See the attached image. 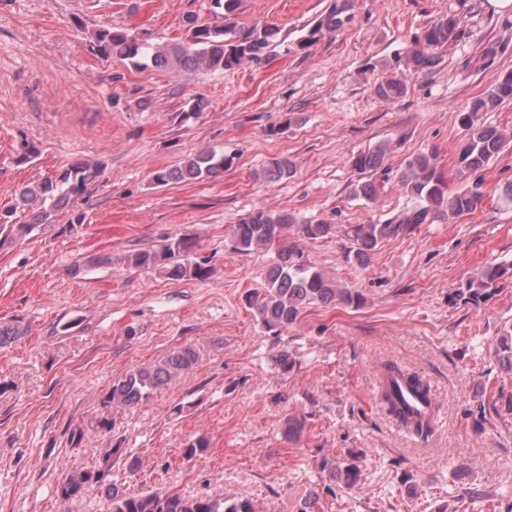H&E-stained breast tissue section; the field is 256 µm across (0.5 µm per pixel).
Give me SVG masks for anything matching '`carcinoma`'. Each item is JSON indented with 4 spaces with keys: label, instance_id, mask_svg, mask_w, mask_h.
I'll list each match as a JSON object with an SVG mask.
<instances>
[{
    "label": "carcinoma",
    "instance_id": "1",
    "mask_svg": "<svg viewBox=\"0 0 512 512\" xmlns=\"http://www.w3.org/2000/svg\"><path fill=\"white\" fill-rule=\"evenodd\" d=\"M239 0H210L214 22H202L195 15L184 18L186 42L153 45L131 32L109 26L93 30L89 35L91 51L104 59L118 57L128 60L138 69L178 70L188 73L224 72L259 63L266 55L276 35V28L266 26L243 28L228 25L225 20L236 10ZM462 21L448 16L431 24L405 54V65L413 72L430 68L436 62L435 51L450 46L461 34ZM377 91L385 99H395L406 91L400 79H388ZM512 100V73L502 76L483 98L473 101L460 114L465 132L461 148L457 179L462 187L452 190L437 172L436 158L421 153L407 160L400 175V184L419 204L385 224H358L347 232L352 246L348 258L359 265L369 260L371 252L386 239L406 234L422 224L448 222L476 210L484 200L481 181L476 173L499 156L512 141L501 130L482 121L481 115ZM386 148L362 151L352 158L353 169L365 173L381 168ZM231 164V158L214 149L200 150L183 158L178 164L153 172L159 186L178 182L204 181ZM294 164L287 158H273L263 170L267 180L279 181L292 177ZM104 175V165L98 161L77 159L58 175L27 185L18 194L12 207L0 213V232L21 238L37 224H44L51 213L82 199L91 186ZM353 197L372 203L378 197L374 181L354 185ZM31 210L30 222L13 224L10 217L19 208ZM294 222L286 211L277 213L258 210L233 225L230 235L234 249L243 254L258 250L274 251L276 259L266 270L264 288L251 294L249 305L270 329H286L296 324L312 304H345L359 306L363 295L339 288L321 270L301 261L299 252L288 247L285 236ZM303 237L316 240L333 234L334 225L301 224ZM197 241L186 233L160 238L147 248L128 252L121 258L129 269L155 270L166 279L206 281L213 273L210 261L198 256ZM512 276V263L492 265L480 271L467 287L457 293L458 300L478 306L493 296L496 283ZM499 360L512 369V325L504 330L496 347ZM200 351L192 345L181 346L162 360L138 367L115 380L100 398L103 413L96 422L100 433H109L116 425V414L127 406L148 399L154 392L176 380L197 363ZM379 393L388 412L409 433L428 437L436 415L429 382L399 365L387 362L381 366ZM122 456V449L111 448L103 458V468L96 471H72L58 486L59 497L70 501L80 497L86 487L104 481L105 469L112 456ZM322 469L339 475L347 485L358 482L359 469L354 464L343 467L325 459ZM109 512H255L251 502L241 499L228 502L219 496H181L177 493L150 491L128 493L114 484L104 486Z\"/></svg>",
    "mask_w": 512,
    "mask_h": 512
}]
</instances>
